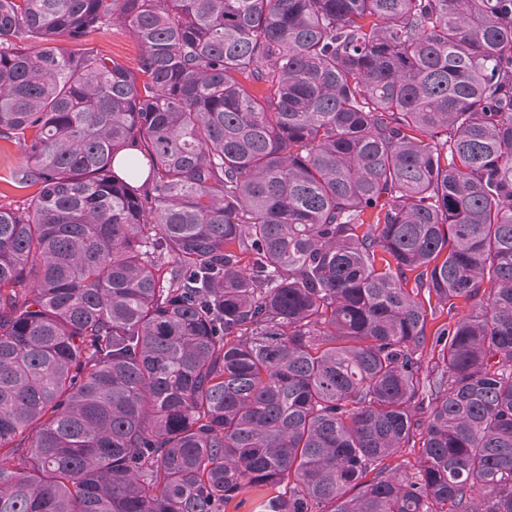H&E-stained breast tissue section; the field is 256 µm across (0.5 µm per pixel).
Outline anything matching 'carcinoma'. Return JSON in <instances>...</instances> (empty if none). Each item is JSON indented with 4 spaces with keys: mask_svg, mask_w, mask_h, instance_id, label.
<instances>
[{
    "mask_svg": "<svg viewBox=\"0 0 512 512\" xmlns=\"http://www.w3.org/2000/svg\"><path fill=\"white\" fill-rule=\"evenodd\" d=\"M0 139V512H512V0H0ZM86 39L100 52L119 60L127 68L134 70L137 67L139 47L123 28H100L90 32ZM23 161L22 150L18 145L0 141V205L14 209L22 207L34 189L17 188L11 179L12 171ZM476 311V308L473 307L471 303L466 304L464 302H460L459 304H456L452 311H448V308L447 310L445 308L444 312H442L440 309L435 316L436 319L431 321V318H429L430 322L428 326L427 341L422 351L421 358L425 369L431 371L438 363V350L440 347L434 349V345H432L434 331L443 324H447L449 322L454 323L458 319L467 317ZM420 455V448H402L397 454L390 459L386 460L384 464H389L390 469L397 470L399 472H415V468Z\"/></svg>",
    "mask_w": 512,
    "mask_h": 512,
    "instance_id": "cac0c4a2",
    "label": "carcinoma"
}]
</instances>
